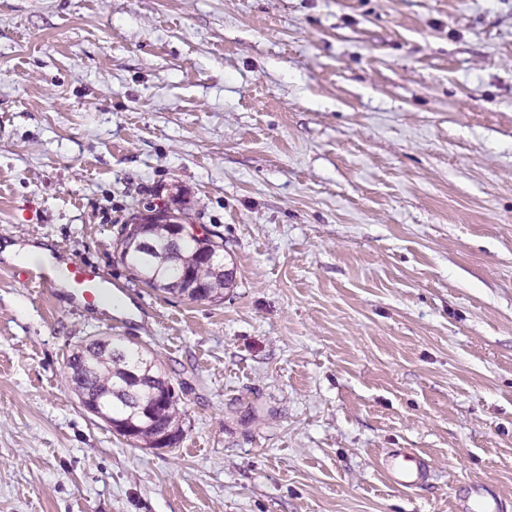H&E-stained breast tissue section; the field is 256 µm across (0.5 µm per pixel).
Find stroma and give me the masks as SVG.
Here are the masks:
<instances>
[{
    "label": "stroma",
    "instance_id": "obj_1",
    "mask_svg": "<svg viewBox=\"0 0 512 512\" xmlns=\"http://www.w3.org/2000/svg\"><path fill=\"white\" fill-rule=\"evenodd\" d=\"M166 204L218 302L136 282ZM105 272L110 314L0 257V512H454L512 502V0H0V244ZM120 336L180 396L134 448L66 383ZM411 448L431 488L388 483ZM144 224H127L125 235L134 234L137 237L122 236L117 245L120 259L132 271L135 279L153 290H158L166 294L183 297L185 288H180V282L174 277L173 273L176 267L186 268L192 282L197 284L198 288H203L204 298L210 301H219L224 295V241L222 243L214 242L215 236L204 231L197 224L181 222L172 234V245H177L179 240L185 237L194 236L201 241L212 244L215 252L214 259L210 253H204L207 260H203L198 255L199 244L196 240H185L177 248L169 244V224H163L160 217H149L144 219ZM145 231L150 234L154 242L151 247H144L138 236H142ZM212 240V241H210ZM213 260V261H212ZM189 275L186 280H189ZM384 476L394 485L406 490L426 488L434 473V462L411 448L390 449L381 459ZM456 512H503L502 500L486 490L473 489L460 499Z\"/></svg>",
    "mask_w": 512,
    "mask_h": 512
}]
</instances>
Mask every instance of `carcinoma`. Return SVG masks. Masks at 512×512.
<instances>
[{"instance_id": "1", "label": "carcinoma", "mask_w": 512, "mask_h": 512, "mask_svg": "<svg viewBox=\"0 0 512 512\" xmlns=\"http://www.w3.org/2000/svg\"><path fill=\"white\" fill-rule=\"evenodd\" d=\"M143 227L153 239L145 247L137 237L121 236L118 243L120 259L132 271L135 279L148 288L166 294L182 296L185 289L174 277L177 267L187 269L191 281L203 289L210 301H219L224 295V244L214 242L211 262L199 256V243L185 240L179 246L169 244L168 225L159 217L145 219ZM66 382L75 390L92 399L107 402L112 415L123 419L133 416L132 409L155 401L157 393L168 387V378L153 360L140 354L117 355L95 344L71 355L67 362ZM179 396L170 395L164 407L162 424L179 429L181 411Z\"/></svg>"}]
</instances>
